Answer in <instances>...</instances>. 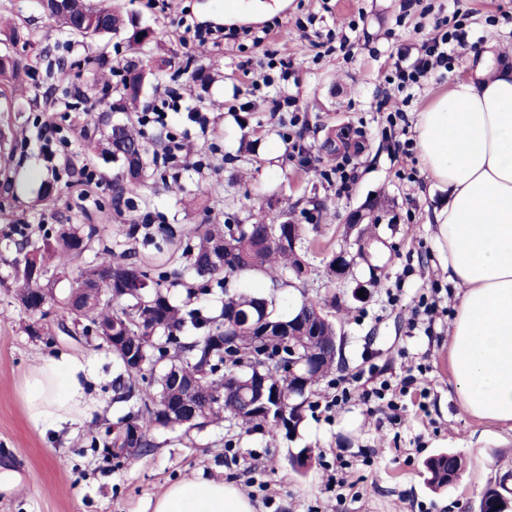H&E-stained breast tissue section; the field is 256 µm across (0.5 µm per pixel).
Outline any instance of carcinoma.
I'll return each mask as SVG.
<instances>
[{
    "label": "carcinoma",
    "mask_w": 512,
    "mask_h": 512,
    "mask_svg": "<svg viewBox=\"0 0 512 512\" xmlns=\"http://www.w3.org/2000/svg\"><path fill=\"white\" fill-rule=\"evenodd\" d=\"M43 8L47 18L62 27L77 42L87 45L103 42L120 32L124 20L119 7L98 0H46ZM155 31L149 27L132 25L127 37L128 46L135 53H143L153 41ZM37 33L22 20L17 19L6 36L5 50L0 51V112L13 111V101L19 87L31 75V64L11 51L22 44L32 46ZM146 72L135 61H130L115 84L100 85L99 79L75 95L72 108L79 110L90 103L104 105L93 126L84 127L82 137L87 150L103 159L110 158L118 164L119 173L114 178L115 199H120L130 187L145 183L150 178L166 182L168 163L150 152L138 115ZM121 112L125 119L112 121V114ZM16 152L10 127L0 128V179L6 184L14 181L16 169L13 159ZM36 202H57L55 180L41 181ZM287 221L273 215L263 223L254 224H199L187 232H176L168 226L160 228L162 244L156 246V254L145 255L132 248L118 253L112 247V237L103 234L95 224H77L69 217L64 224H55L44 230L41 242L24 237L16 243V256L10 261L13 269V288L18 304L29 307L35 304L36 292L53 291V284L60 266H70L77 273L76 285L94 283L107 275L110 278L112 299H103L89 305L78 314L70 303L73 292L54 299L53 306L60 311L57 327L67 332V322L82 326L83 335L90 328L103 333L112 329L114 336H126L136 342L139 368L132 371L134 363L122 347L112 348L115 377L112 380L115 402L123 404L125 413L107 430L102 445H116L122 425L129 419L138 421L142 428L139 445L154 448L150 435L153 428L184 427L186 430L203 431L223 422L228 427L265 430L276 435L284 426L276 415L260 416L249 409L248 402L239 394L224 396V380L235 379L240 389H249V381L261 373L271 384L282 383L290 403L299 404L293 417L294 426L304 421V412L312 407L310 398L318 392L321 382L336 372V295H309L301 293L298 307L311 312L316 310L330 314L321 324L319 336L310 342L302 336L292 337L299 357L311 361L313 349H318L314 372L305 384L296 386L287 382L280 373V364L270 359L255 367L242 355L224 358V324L227 311L251 317L260 302L268 303L265 325L270 335L261 343L276 351L287 349L275 330L288 323V313L276 309L272 297L255 292H239L220 298L218 311L202 314L200 309L189 307V302L176 303L168 288L178 285L181 272L174 268L184 259L196 276L205 281L200 294L211 295L214 289L224 290L228 278H247L261 274L269 279L272 290L292 287L300 282L303 268H311L307 240L302 225H295L297 251L278 243ZM228 243V252L222 261L214 265L211 254L218 245ZM135 282H146L149 291L139 295L130 291ZM202 372L200 398L197 401L199 418L192 424H183L181 418H162L174 398L167 373L173 368ZM456 453H438L425 462L427 483L438 490L452 486L464 468L454 469L451 460ZM504 483L488 485L481 496L480 512H508L512 502L502 493Z\"/></svg>",
    "instance_id": "1"
}]
</instances>
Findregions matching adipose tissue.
Wrapping results in <instances>:
<instances>
[{
  "instance_id": "ef3b65f1",
  "label": "adipose tissue",
  "mask_w": 512,
  "mask_h": 512,
  "mask_svg": "<svg viewBox=\"0 0 512 512\" xmlns=\"http://www.w3.org/2000/svg\"><path fill=\"white\" fill-rule=\"evenodd\" d=\"M466 78L419 112L415 145L427 178L447 188L434 211L435 239L458 305L450 366L463 410L512 429V65L485 48ZM92 359L57 352L25 383L27 416L39 431L91 420ZM152 512H255L235 485L176 483Z\"/></svg>"
}]
</instances>
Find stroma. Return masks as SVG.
Masks as SVG:
<instances>
[{
  "instance_id": "stroma-1",
  "label": "stroma",
  "mask_w": 512,
  "mask_h": 512,
  "mask_svg": "<svg viewBox=\"0 0 512 512\" xmlns=\"http://www.w3.org/2000/svg\"><path fill=\"white\" fill-rule=\"evenodd\" d=\"M288 2L272 32L263 33L259 18L250 23L251 35L204 49L190 29L213 21L217 0H116L125 19L156 29L143 60L163 80L147 79L142 104L179 89L187 107L169 113L167 130L190 135L189 156L175 180L130 188L117 202L116 165L87 158L83 139L72 131L75 121L89 123V115L65 109L64 92L54 87L62 62L70 67L71 87L90 84L92 71L84 63L89 50L49 21L37 0H16L39 41L20 50L33 71L18 98L21 111L9 115L20 138L18 175L13 185L0 184V473L14 479L12 488H0V512H148L150 500L169 485L207 478L236 485L256 512H411L415 502L426 512H478L484 487L512 475V431L467 415L451 374L455 290L426 222L448 194L425 180L417 155L396 158L384 136L389 113L415 119L467 75L458 58L409 88L390 79L398 56H416L419 37L432 29L437 14L461 9L469 49L492 38L496 52L512 62V0H464L459 7L453 0H418L408 11L402 0ZM273 57L289 62L287 79L270 66ZM200 69L209 73L208 82L197 80ZM283 93L296 94L305 124L299 157L283 137L289 112L273 109ZM191 106L207 112L206 130L189 120ZM49 112L62 128L61 139L50 143L38 134ZM332 127L347 130L357 167L341 196L318 153ZM86 158L101 177L82 202L85 221L112 232L132 215L148 216L150 233L165 224H251L275 211L304 225L309 240L322 246L312 259L308 289H332L341 304L336 318L345 366L322 382L318 395H335L343 384L351 400L329 413L312 409L292 434L272 437L222 426L189 433L157 429L150 452L118 463L104 459L103 448L92 447L91 439L103 436L122 414L113 402L112 354L97 340L58 331L53 313L32 334L33 318L14 299L9 265L18 232L38 239L44 227L61 223L62 201L75 197L66 166ZM49 167L58 174L61 202L34 205L33 175ZM369 200L376 204L374 220L363 230L373 242L372 255L357 260L346 280L328 282L326 253L355 250L343 224ZM431 295L438 298L435 317L415 322L422 297ZM59 351L94 361L100 412L93 422L42 433L28 422L22 389L29 368ZM421 367L427 393L406 397L402 424L363 404L364 388L399 383ZM303 448L314 449L315 458L301 475L291 457ZM444 449L460 454L467 467L454 487L435 493L426 484L424 462ZM335 475L345 479L344 488L331 486Z\"/></svg>"
}]
</instances>
